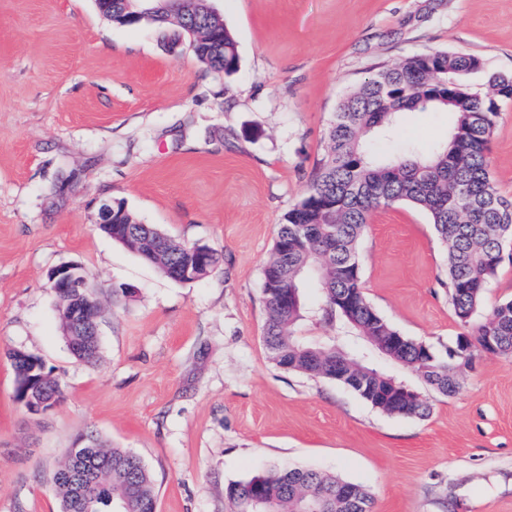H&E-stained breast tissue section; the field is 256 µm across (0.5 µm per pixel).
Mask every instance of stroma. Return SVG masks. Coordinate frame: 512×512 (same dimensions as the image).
<instances>
[{"instance_id":"stroma-1","label":"stroma","mask_w":512,"mask_h":512,"mask_svg":"<svg viewBox=\"0 0 512 512\" xmlns=\"http://www.w3.org/2000/svg\"><path fill=\"white\" fill-rule=\"evenodd\" d=\"M238 69L165 51L150 24L116 26L93 0H0V512H59L52 474L99 439L152 472L157 512H228L231 481L282 467L362 485L374 512H512V356L479 352L447 396L351 342L403 380L425 418L383 413L337 382L276 366L263 342L262 270L303 197L339 99L371 68L439 46L468 53L486 93L512 75V0H216ZM452 125L410 112L429 148ZM512 198V101L489 143ZM122 204L219 261L167 278L98 227ZM362 288L402 335L446 352L463 328L437 280L446 250L421 211L373 213L359 244ZM75 262L104 307L100 354L78 360L48 286ZM53 369L63 399L31 415L8 358Z\"/></svg>"}]
</instances>
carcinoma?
I'll return each instance as SVG.
<instances>
[{"mask_svg": "<svg viewBox=\"0 0 512 512\" xmlns=\"http://www.w3.org/2000/svg\"><path fill=\"white\" fill-rule=\"evenodd\" d=\"M212 30L210 41L196 47V57L211 70L230 75L239 55L232 32L212 15L207 0H181L178 9L159 26L163 46L172 51L195 28ZM473 56L431 48L398 62L382 64L356 90L339 101L326 131L328 149L314 168L305 196L279 225L274 251L263 268V279H276L278 292L263 285L266 321L263 341L270 358L281 368L311 377L317 365L355 354L345 342L353 333L367 342L383 343L398 333L369 303L361 286L358 245L373 211L397 203L423 211L438 240L446 246L448 300L457 322L467 329L469 347H487L512 355V300L494 306L477 322L485 293L496 276L507 244L512 242V198L500 194L487 156L489 140L500 117L504 97H481L460 76L473 70ZM405 112H451L455 120L448 139L427 151L411 142L399 153L380 154L372 143L398 135ZM121 228L147 236L152 251L147 262L159 270L175 271L186 259L185 245L151 225L141 224L119 206ZM297 224H313L314 239L288 246ZM316 282L321 304L305 309L302 288ZM299 299L283 307L282 295ZM310 316L337 326L339 337L306 341L296 335ZM399 364L418 373L441 393L461 389L460 376L449 360L427 351L411 338L393 353ZM372 406L397 402L401 395L390 376L369 366L363 388L356 390ZM430 413L418 395L399 407V416L424 418ZM82 463L90 474L92 512H149L156 505L154 478L142 459L124 448L93 442ZM341 480L311 468L270 470L264 476L225 487L230 512H373V499L360 486L355 498L337 495Z\"/></svg>", "mask_w": 512, "mask_h": 512, "instance_id": "1", "label": "carcinoma"}]
</instances>
